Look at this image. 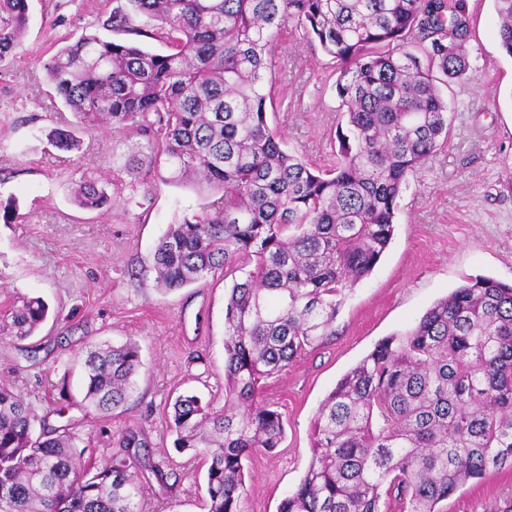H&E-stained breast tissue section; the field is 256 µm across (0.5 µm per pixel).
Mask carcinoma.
<instances>
[{
	"instance_id": "cac0c4a2",
	"label": "carcinoma",
	"mask_w": 512,
	"mask_h": 512,
	"mask_svg": "<svg viewBox=\"0 0 512 512\" xmlns=\"http://www.w3.org/2000/svg\"><path fill=\"white\" fill-rule=\"evenodd\" d=\"M502 49L512 57V0H494ZM112 30L163 43L84 34L43 64L75 117L50 131L73 151L76 130L107 125L146 151L112 163L142 188L151 182L213 191L160 238L156 284L172 291L218 272L233 281L224 318V407L196 395L173 403L174 447L209 463L208 512H241L243 460L279 447L282 415L263 381L332 335L354 287L394 233L408 178L448 140L440 86L467 79L469 15L449 0H113ZM27 0H0V57L28 23ZM303 28L337 62L346 130L336 164L316 169L283 147L266 120V72L285 25ZM121 189L80 182L73 202L108 208ZM43 299L21 297L0 331L35 335ZM141 367L139 346L87 352L85 398L121 406ZM312 453L278 512H404L436 506L468 480L512 469V284L467 280L410 330L380 340L326 396L312 422ZM67 425L38 416L0 386V512H137L133 463L163 480L143 427L125 428L122 452L100 468L81 463Z\"/></svg>"
}]
</instances>
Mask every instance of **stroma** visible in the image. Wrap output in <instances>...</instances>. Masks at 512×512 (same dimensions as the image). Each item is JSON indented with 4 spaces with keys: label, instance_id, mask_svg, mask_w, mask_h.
<instances>
[{
    "label": "stroma",
    "instance_id": "stroma-1",
    "mask_svg": "<svg viewBox=\"0 0 512 512\" xmlns=\"http://www.w3.org/2000/svg\"><path fill=\"white\" fill-rule=\"evenodd\" d=\"M27 29L0 60V305L6 295L42 298L50 317L33 338L0 335V384L13 386L53 425H71L77 446L97 464L118 450V433L142 426L147 453L165 476L143 485L140 512H207L206 466L173 446L171 405L192 392L224 405V304L231 279L168 294L154 288L152 255L169 224L200 210L207 190L155 181L148 201L123 186L109 210L70 200L82 179L112 180L111 129L82 133V151L47 138L55 93L41 67L54 40L85 33L125 40L106 29L100 0H27ZM470 22L466 82L442 87L448 143L410 176L397 200L393 239L373 272L340 307L334 336L269 378L263 398L283 414L285 437L244 462V512H277L311 458V424L342 376L384 337L410 329L437 300L467 279L512 284V57L500 47L494 0H463ZM274 95L267 121L289 151L331 165L341 120L334 63L303 29L289 25L274 47ZM135 340L143 366L126 403L104 414L85 399L83 362L91 344ZM512 470L468 481L440 512H507Z\"/></svg>",
    "mask_w": 512,
    "mask_h": 512
}]
</instances>
